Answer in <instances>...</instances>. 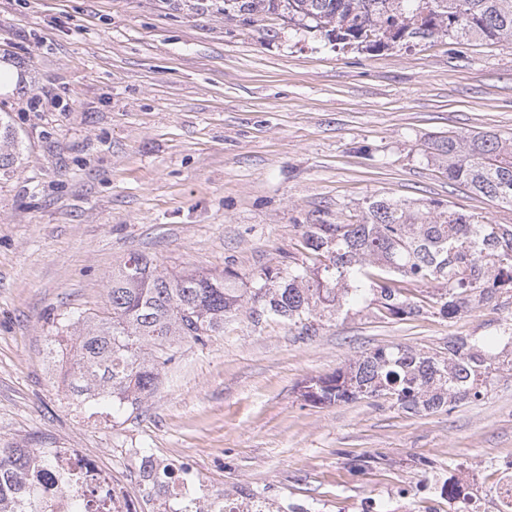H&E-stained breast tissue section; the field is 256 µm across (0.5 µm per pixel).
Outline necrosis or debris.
Instances as JSON below:
<instances>
[{
	"mask_svg": "<svg viewBox=\"0 0 512 512\" xmlns=\"http://www.w3.org/2000/svg\"><path fill=\"white\" fill-rule=\"evenodd\" d=\"M143 475L141 500L132 499L112 478L99 455L88 448H45L27 474L51 512H71L74 500H84L86 512H139L141 502L152 503L155 512H223L224 494L201 484L156 480L161 465L157 457H140Z\"/></svg>",
	"mask_w": 512,
	"mask_h": 512,
	"instance_id": "obj_1",
	"label": "necrosis or debris"
}]
</instances>
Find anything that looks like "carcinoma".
<instances>
[{
  "mask_svg": "<svg viewBox=\"0 0 512 512\" xmlns=\"http://www.w3.org/2000/svg\"><path fill=\"white\" fill-rule=\"evenodd\" d=\"M268 15L363 46L418 44L439 37L512 42V0H230L224 16L255 23ZM16 136L0 117V169L15 163ZM437 150L448 179L512 206V140L493 133L450 135ZM307 252L320 265L289 263L264 272L246 296L224 275L184 271L168 276L140 255L117 270L103 312L70 317L49 338L68 340L71 392L105 407H135L156 388L160 371L183 343H205L224 331V318L250 304L258 322L278 317L316 332L321 312L347 313L378 305L401 320L420 313L419 284L441 288L429 305L454 319L479 304H512V224L481 222L456 211L381 199L355 224H311ZM512 371V314L494 336H451L445 350L426 353L401 343L355 358L344 371L313 380L305 397L315 405L389 396L409 413L451 411L486 395ZM37 449L0 455V512H42L39 493L24 477Z\"/></svg>",
  "mask_w": 512,
  "mask_h": 512,
  "instance_id": "cac0c4a2",
  "label": "carcinoma"
}]
</instances>
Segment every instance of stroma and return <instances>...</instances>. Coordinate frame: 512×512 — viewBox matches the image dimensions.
<instances>
[{
  "mask_svg": "<svg viewBox=\"0 0 512 512\" xmlns=\"http://www.w3.org/2000/svg\"><path fill=\"white\" fill-rule=\"evenodd\" d=\"M0 112L20 155L0 170V442L89 448L130 494L135 458L270 512H458L434 484L460 477L499 512L512 475V373L481 400L410 414L391 399L314 405L302 395L392 343L439 351L487 336L499 311L409 320L375 307L285 321L226 318L183 344L137 409L76 417L48 340L101 310L113 270L146 256L165 274L310 262L311 224H353L367 203L437 204L493 224L512 207L448 178V134L512 137V44L448 38L379 52L336 49L224 0H0Z\"/></svg>",
  "mask_w": 512,
  "mask_h": 512,
  "instance_id": "stroma-1",
  "label": "stroma"
}]
</instances>
